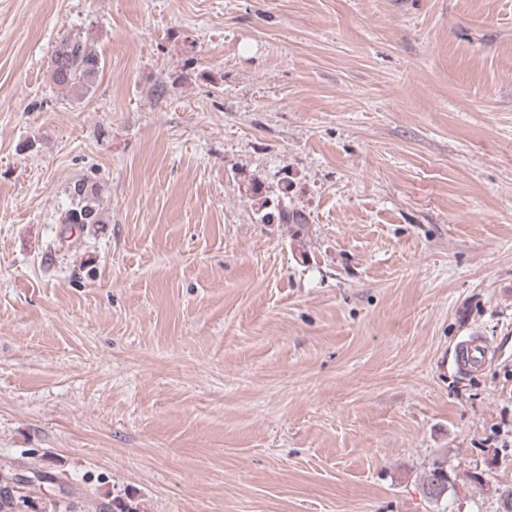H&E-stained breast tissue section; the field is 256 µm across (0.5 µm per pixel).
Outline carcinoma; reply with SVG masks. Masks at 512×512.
<instances>
[{
    "label": "carcinoma",
    "mask_w": 512,
    "mask_h": 512,
    "mask_svg": "<svg viewBox=\"0 0 512 512\" xmlns=\"http://www.w3.org/2000/svg\"><path fill=\"white\" fill-rule=\"evenodd\" d=\"M104 68V59L94 47L88 36L68 35L54 47L51 54L49 73L55 86L62 90L91 91ZM292 182L285 180L277 202H272L269 192L256 182L249 184L248 191L255 199L258 210L262 211L261 221L277 220L279 224H294L298 227L307 223V218L300 210L289 206L288 198ZM71 207L66 211L62 223L81 230L87 224L101 222V212L87 190L85 181L80 180L70 187ZM423 495L439 505L448 501V487L454 480L448 472L447 461L436 460L425 468L420 476ZM88 512H144L140 503L133 498L96 497L90 493L84 496ZM78 502L73 498L65 501H42L38 499L26 505V512H76Z\"/></svg>",
    "instance_id": "carcinoma-1"
}]
</instances>
